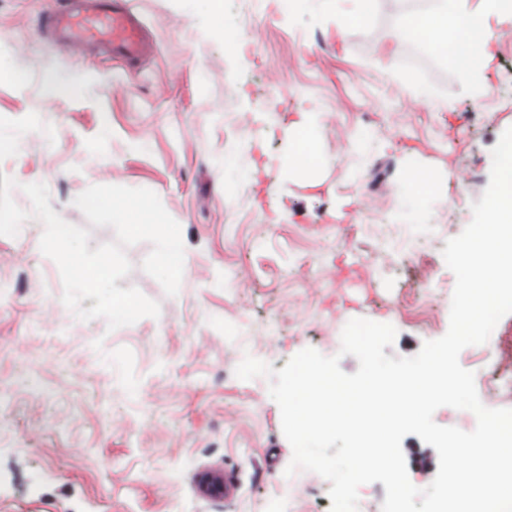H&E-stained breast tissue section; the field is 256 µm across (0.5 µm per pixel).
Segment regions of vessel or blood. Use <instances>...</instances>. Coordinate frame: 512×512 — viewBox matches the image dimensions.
<instances>
[{"label":"vessel or blood","mask_w":512,"mask_h":512,"mask_svg":"<svg viewBox=\"0 0 512 512\" xmlns=\"http://www.w3.org/2000/svg\"><path fill=\"white\" fill-rule=\"evenodd\" d=\"M46 34L60 48L93 47L135 61L147 50L142 26L126 0H64L46 20Z\"/></svg>","instance_id":"b4317fda"}]
</instances>
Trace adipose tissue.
Instances as JSON below:
<instances>
[{
	"label": "adipose tissue",
	"mask_w": 512,
	"mask_h": 512,
	"mask_svg": "<svg viewBox=\"0 0 512 512\" xmlns=\"http://www.w3.org/2000/svg\"><path fill=\"white\" fill-rule=\"evenodd\" d=\"M454 11H416L406 20V30L425 44L450 51L461 71L467 72L479 63L490 33L484 14L469 9L467 0H458Z\"/></svg>",
	"instance_id": "1"
}]
</instances>
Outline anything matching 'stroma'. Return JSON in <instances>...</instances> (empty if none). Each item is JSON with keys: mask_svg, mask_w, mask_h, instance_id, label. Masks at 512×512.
Here are the masks:
<instances>
[{"mask_svg": "<svg viewBox=\"0 0 512 512\" xmlns=\"http://www.w3.org/2000/svg\"><path fill=\"white\" fill-rule=\"evenodd\" d=\"M58 0H0V174L12 198L41 182L67 222L92 185L146 188L179 223L186 265L167 296L130 246L117 285L159 317L108 330L61 297L43 226L0 236V512H331L330 482L286 475L292 448L269 381H243L244 355L282 369L304 348L339 355L354 318L395 327L390 357L449 327L455 276L442 251L472 219L491 150L512 127V13L487 18L482 66L465 79L411 37H386L443 0H376L367 24L338 32L357 0H224L214 20L191 0H131L149 51L128 63L69 56L38 32ZM247 28L224 42L217 27ZM316 135L322 181L285 171L287 128ZM439 171L413 206L406 174ZM90 247L111 242L89 227ZM481 402L512 408L491 378L512 372V314L463 349ZM427 487L436 450L402 440ZM223 475L228 496L200 490Z\"/></svg>", "mask_w": 512, "mask_h": 512, "instance_id": "obj_1", "label": "stroma"}]
</instances>
